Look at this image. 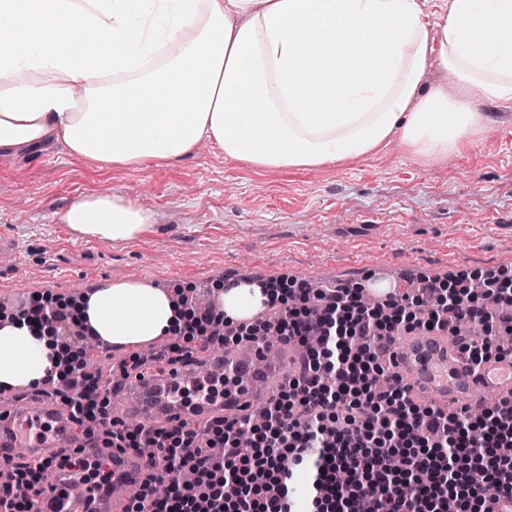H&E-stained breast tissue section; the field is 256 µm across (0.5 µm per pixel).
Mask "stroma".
Returning <instances> with one entry per match:
<instances>
[{
	"label": "stroma",
	"mask_w": 512,
	"mask_h": 512,
	"mask_svg": "<svg viewBox=\"0 0 512 512\" xmlns=\"http://www.w3.org/2000/svg\"><path fill=\"white\" fill-rule=\"evenodd\" d=\"M485 131L426 166L400 141L313 171L255 172L202 146L176 166L101 170L58 142L0 156V304L77 298L143 281L217 290L225 280L365 283L388 267L409 280L512 278V105L476 102ZM129 197L155 215L128 241H88L60 220L86 192Z\"/></svg>",
	"instance_id": "stroma-1"
}]
</instances>
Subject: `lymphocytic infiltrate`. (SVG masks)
Returning <instances> with one entry per match:
<instances>
[{
  "label": "lymphocytic infiltrate",
  "instance_id": "obj_1",
  "mask_svg": "<svg viewBox=\"0 0 512 512\" xmlns=\"http://www.w3.org/2000/svg\"><path fill=\"white\" fill-rule=\"evenodd\" d=\"M292 303L276 318H263L279 344L303 343L297 367L263 408L264 426L241 441L244 420L214 417L201 427L167 424L129 431L112 418L111 383L102 373L79 366L63 382L45 379L43 388L65 397L74 421L104 447L137 449L149 444L151 474L123 512H293L291 478L283 456L306 464L307 498L317 512H444L454 500L457 512H491L495 500L512 512V404L497 403L480 412L447 413L414 404L402 381L380 389L381 358L395 336L415 330L441 332L450 319L475 323L482 337H459L458 351L481 364L502 360L496 339L512 335V279L490 277L481 288L454 290L425 282L382 302L365 304L360 289L338 286L291 292ZM192 308L193 326L164 355L185 359L200 349L255 339L253 324L230 319L216 305ZM16 316L33 325L55 322L66 345L86 338L85 328L65 308L33 296ZM223 335H215V326ZM404 457L402 469L389 464V451ZM71 455L56 460L18 458L11 472L29 485L17 497L0 484V512H32L38 486L51 471L72 466ZM483 472L485 485L471 481ZM169 477L171 491L159 497L154 486Z\"/></svg>",
  "mask_w": 512,
  "mask_h": 512
}]
</instances>
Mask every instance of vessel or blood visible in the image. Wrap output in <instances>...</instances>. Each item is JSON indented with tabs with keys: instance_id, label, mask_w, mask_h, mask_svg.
Listing matches in <instances>:
<instances>
[{
	"instance_id": "vessel-or-blood-1",
	"label": "vessel or blood",
	"mask_w": 512,
	"mask_h": 512,
	"mask_svg": "<svg viewBox=\"0 0 512 512\" xmlns=\"http://www.w3.org/2000/svg\"><path fill=\"white\" fill-rule=\"evenodd\" d=\"M388 365L431 404L477 409L489 395L512 401V359L474 364L449 348L447 337L438 333L422 332L393 346ZM292 367V362L276 356L274 346L265 343H252L246 356L231 347L210 361L211 376L238 380L221 402L184 401L182 389L195 386L198 376L191 368L172 367L158 376L128 380L126 386L136 401L114 411L113 416L123 421L131 415H147L156 425L210 415L248 416L269 398L268 391L260 387L265 374ZM61 447L76 450L84 459L104 461L111 480L91 495L86 490L84 470L65 469L54 478L52 489L36 499L33 512H118L122 488L137 487L148 472L149 460L140 453L116 447H89L82 428L61 404L22 400L0 404L1 471L10 469L16 449L49 459Z\"/></svg>"
}]
</instances>
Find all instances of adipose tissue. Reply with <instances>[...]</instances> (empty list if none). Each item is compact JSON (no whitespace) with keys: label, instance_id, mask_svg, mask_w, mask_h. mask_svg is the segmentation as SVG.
<instances>
[{"label":"adipose tissue","instance_id":"1","mask_svg":"<svg viewBox=\"0 0 512 512\" xmlns=\"http://www.w3.org/2000/svg\"><path fill=\"white\" fill-rule=\"evenodd\" d=\"M362 30L373 44L357 57L350 42ZM432 67L458 95L425 88ZM476 98L512 104V0H449L437 24L420 0H0L4 156L55 139L101 167L139 171L209 143L258 172L302 171L396 137L432 164L483 134ZM60 219L89 241L155 225L129 197L94 192ZM222 298L228 317L248 320L273 294L240 282ZM76 314L117 346L180 322L168 295L140 281L96 288ZM65 369L48 329L0 322V388Z\"/></svg>","mask_w":512,"mask_h":512}]
</instances>
